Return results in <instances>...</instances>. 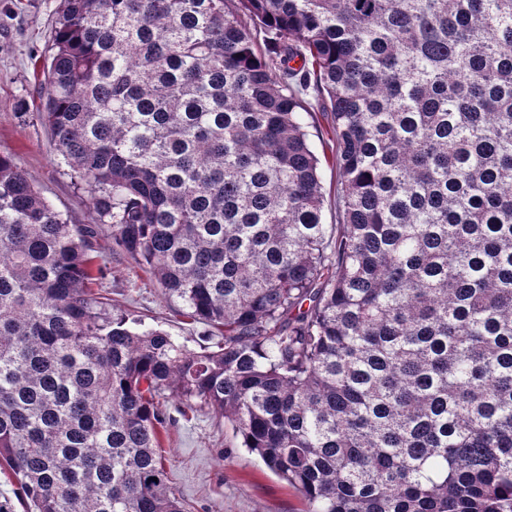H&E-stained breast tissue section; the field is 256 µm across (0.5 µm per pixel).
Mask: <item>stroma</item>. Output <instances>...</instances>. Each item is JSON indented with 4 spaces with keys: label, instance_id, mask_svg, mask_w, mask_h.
<instances>
[{
    "label": "stroma",
    "instance_id": "35a3bbf8",
    "mask_svg": "<svg viewBox=\"0 0 512 512\" xmlns=\"http://www.w3.org/2000/svg\"><path fill=\"white\" fill-rule=\"evenodd\" d=\"M58 6L59 0H0V155L30 174L64 221L99 224L90 190L60 163L37 115V83ZM99 226L94 256L105 275L93 291L107 298L108 312L145 320L193 350L211 345L208 327L180 316L161 286L113 244L109 225ZM168 413L160 453L187 512H309L298 491L242 448L223 417L206 408L183 412L176 401Z\"/></svg>",
    "mask_w": 512,
    "mask_h": 512
}]
</instances>
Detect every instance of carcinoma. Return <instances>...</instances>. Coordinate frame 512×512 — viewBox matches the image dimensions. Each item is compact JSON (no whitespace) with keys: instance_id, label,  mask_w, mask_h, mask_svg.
I'll use <instances>...</instances> for the list:
<instances>
[{"instance_id":"cac0c4a2","label":"carcinoma","mask_w":512,"mask_h":512,"mask_svg":"<svg viewBox=\"0 0 512 512\" xmlns=\"http://www.w3.org/2000/svg\"><path fill=\"white\" fill-rule=\"evenodd\" d=\"M37 94L115 245L221 339L104 312L95 227L0 155V468L25 508L183 512L176 397L314 512H512V0H60ZM306 100L311 104L309 107V111L312 112L313 119L309 116L307 117V122L309 124L308 130L311 134V139L316 145L319 155L321 157V180L323 184V190L325 193V202L323 208V222L325 224H336V185H337V173L336 169L331 166V162L326 163L323 154H322V137L323 139H327L326 135L327 124L326 121L322 118L321 114L318 112V103L312 97V95L307 96ZM315 112V114H314Z\"/></svg>"}]
</instances>
